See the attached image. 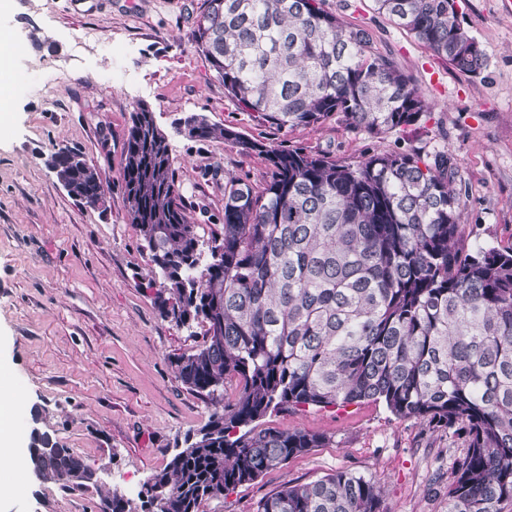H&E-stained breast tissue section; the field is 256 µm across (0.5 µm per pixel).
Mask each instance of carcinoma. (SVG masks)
<instances>
[{
    "label": "carcinoma",
    "mask_w": 512,
    "mask_h": 512,
    "mask_svg": "<svg viewBox=\"0 0 512 512\" xmlns=\"http://www.w3.org/2000/svg\"><path fill=\"white\" fill-rule=\"evenodd\" d=\"M195 41L224 93L261 123L314 126L337 116L381 135L418 123L429 106L413 78L346 26L323 0H206ZM378 12L455 69L479 75L488 58L456 0H374ZM265 158L259 193L224 184V224L200 266L199 225L180 203L165 137L145 106L125 146L123 187L162 278V313L204 322L203 343L175 358L178 378L215 410L153 476L157 505L112 493L100 512H198L200 504L322 448L327 437L261 420L299 408L381 402L397 418L464 443L448 482V512H503L512 504V249L457 246L462 217L455 163L438 152L383 153L347 163L275 147L210 124ZM51 166L89 205L101 173L58 151ZM235 377V398L224 382ZM29 460L62 487L95 482L69 448L31 432ZM258 512H384L372 477L347 470L287 484Z\"/></svg>",
    "instance_id": "cac0c4a2"
}]
</instances>
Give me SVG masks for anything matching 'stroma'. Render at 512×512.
I'll use <instances>...</instances> for the list:
<instances>
[{
	"instance_id": "35a3bbf8",
	"label": "stroma",
	"mask_w": 512,
	"mask_h": 512,
	"mask_svg": "<svg viewBox=\"0 0 512 512\" xmlns=\"http://www.w3.org/2000/svg\"><path fill=\"white\" fill-rule=\"evenodd\" d=\"M205 6L8 0L0 8V28L20 45L11 59V110L0 122V379L22 398L21 450L37 428L100 476L65 490L25 470L23 492L1 498L0 512H99L108 493H136L162 470L214 410L174 365L206 327L161 315L149 255L129 216L122 168L139 106H148L166 138L190 223L205 231L224 222L225 181L259 192L269 169L224 139L189 138L184 122L194 114L267 144L352 163L373 153L448 151L462 188L460 247L477 240L512 247V0H457L464 27L488 56L476 77L375 11L374 0H324L344 23L366 28L375 50L412 76L430 106L420 124L378 137L336 117L281 130L240 110L196 48ZM66 148L100 170L98 205L71 195L52 171V154ZM262 424L319 432L328 443L203 501L199 512H257L285 484L338 470L379 478L384 512H448L451 464L464 445L446 431L375 402L273 413Z\"/></svg>"
}]
</instances>
